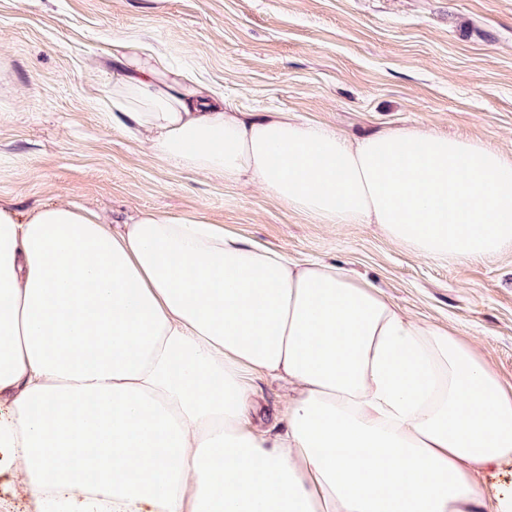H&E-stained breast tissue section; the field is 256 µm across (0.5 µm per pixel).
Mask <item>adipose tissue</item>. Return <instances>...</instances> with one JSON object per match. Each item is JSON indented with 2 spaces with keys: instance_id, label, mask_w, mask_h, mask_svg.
Masks as SVG:
<instances>
[{
  "instance_id": "adipose-tissue-1",
  "label": "adipose tissue",
  "mask_w": 512,
  "mask_h": 512,
  "mask_svg": "<svg viewBox=\"0 0 512 512\" xmlns=\"http://www.w3.org/2000/svg\"><path fill=\"white\" fill-rule=\"evenodd\" d=\"M111 107L152 156L259 186L321 224H374L422 258L512 250V153L432 131L349 140L247 118L127 44ZM291 392L250 423L247 377ZM512 385L458 332L344 266L223 225L113 228L0 206V474L55 512H512Z\"/></svg>"
}]
</instances>
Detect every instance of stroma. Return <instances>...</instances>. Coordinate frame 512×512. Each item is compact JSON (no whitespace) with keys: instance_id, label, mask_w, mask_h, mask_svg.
<instances>
[{"instance_id":"obj_1","label":"stroma","mask_w":512,"mask_h":512,"mask_svg":"<svg viewBox=\"0 0 512 512\" xmlns=\"http://www.w3.org/2000/svg\"><path fill=\"white\" fill-rule=\"evenodd\" d=\"M129 40L248 117L291 112L346 136L427 129L512 149V0H0V204L77 202L115 224L195 216L299 261L372 280L456 329L512 383V251L420 258L372 224H320L264 192L149 157L108 99ZM255 420L283 386L251 379Z\"/></svg>"}]
</instances>
